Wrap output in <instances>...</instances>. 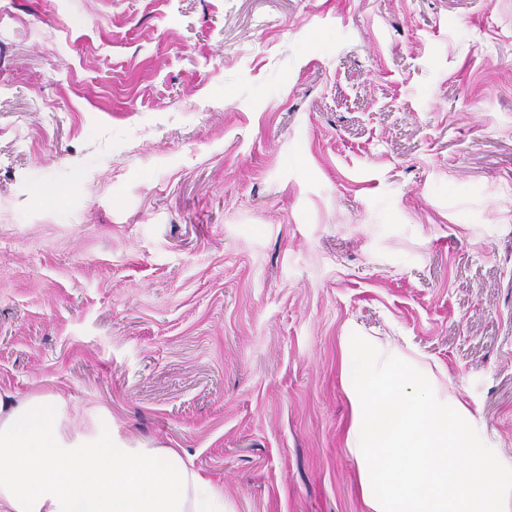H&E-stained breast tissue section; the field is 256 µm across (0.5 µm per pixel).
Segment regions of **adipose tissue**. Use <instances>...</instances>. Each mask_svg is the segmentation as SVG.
Here are the masks:
<instances>
[{"instance_id": "1", "label": "adipose tissue", "mask_w": 512, "mask_h": 512, "mask_svg": "<svg viewBox=\"0 0 512 512\" xmlns=\"http://www.w3.org/2000/svg\"><path fill=\"white\" fill-rule=\"evenodd\" d=\"M0 512H226L181 449L88 426L50 394L0 388Z\"/></svg>"}]
</instances>
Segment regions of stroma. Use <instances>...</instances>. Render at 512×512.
Returning <instances> with one entry per match:
<instances>
[{"mask_svg": "<svg viewBox=\"0 0 512 512\" xmlns=\"http://www.w3.org/2000/svg\"><path fill=\"white\" fill-rule=\"evenodd\" d=\"M512 466V0H0V387L366 512L341 346Z\"/></svg>", "mask_w": 512, "mask_h": 512, "instance_id": "obj_1", "label": "stroma"}]
</instances>
